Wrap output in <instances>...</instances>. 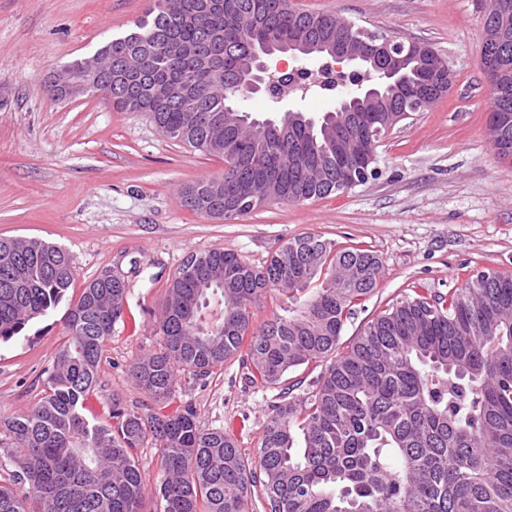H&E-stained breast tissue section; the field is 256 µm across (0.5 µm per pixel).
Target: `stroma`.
Segmentation results:
<instances>
[{"label":"stroma","instance_id":"1","mask_svg":"<svg viewBox=\"0 0 512 512\" xmlns=\"http://www.w3.org/2000/svg\"><path fill=\"white\" fill-rule=\"evenodd\" d=\"M364 29L429 44L456 73L431 109L397 124L377 149V175L334 198L271 203L223 220L193 214L182 186L221 175L224 162L165 137L139 112L91 96H54L51 76L129 33L149 0H0V236L64 247L76 297L105 272L127 284L124 313L103 346L84 416L109 421L113 403L154 401L131 381L135 358L158 349L162 299L189 256L224 249L253 264L308 233L376 252L378 286L343 333L349 344L410 289L448 292L478 271L512 274V159L487 138L489 86L480 50L485 0H290ZM67 303L0 343V416L44 394L65 340ZM320 368L289 372L281 387L250 381L242 359L206 376L180 373L167 413L192 407L255 456L282 388L302 396Z\"/></svg>","mask_w":512,"mask_h":512}]
</instances>
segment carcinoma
<instances>
[{
  "label": "carcinoma",
  "instance_id": "1",
  "mask_svg": "<svg viewBox=\"0 0 512 512\" xmlns=\"http://www.w3.org/2000/svg\"><path fill=\"white\" fill-rule=\"evenodd\" d=\"M342 20L293 8L288 0H153L134 34L111 39L98 54L112 59L96 94L122 112H142L167 137L230 161L280 156L278 199L303 203L336 193L355 159L336 160L342 115L286 145L250 124L224 149V132L205 120L244 89L242 61L265 40L314 36ZM216 62L196 68V58ZM193 83L198 120L159 87ZM490 107L512 112V71L492 77ZM317 153L323 169L289 166V154ZM201 179L181 193L196 214L228 219L268 199L242 205L230 178ZM12 260L0 263V342L18 336L58 305L74 285L70 254L32 238H0ZM196 276L166 290L160 349L129 367L135 386L159 410L115 404L112 424L91 422L83 403L98 380L104 342L122 316L124 280L85 284L68 309L67 339L57 351L47 390L25 414L0 419V459L15 468L25 493L0 485V512H143L146 483L136 456L160 451L163 478L154 496L162 512H246L253 498L268 512H512V276L472 275L446 294L403 296L382 310L346 347L347 320L377 288L378 255L338 248L307 234L265 262L223 249L200 254ZM318 291L288 313L252 329V309L270 290L292 298L313 282ZM220 294L224 318L208 321L207 297ZM245 354L253 381L281 383L301 366L327 362L316 388L285 400L268 417L256 457L219 429L205 430L189 407L162 412L178 373L204 376Z\"/></svg>",
  "mask_w": 512,
  "mask_h": 512
}]
</instances>
